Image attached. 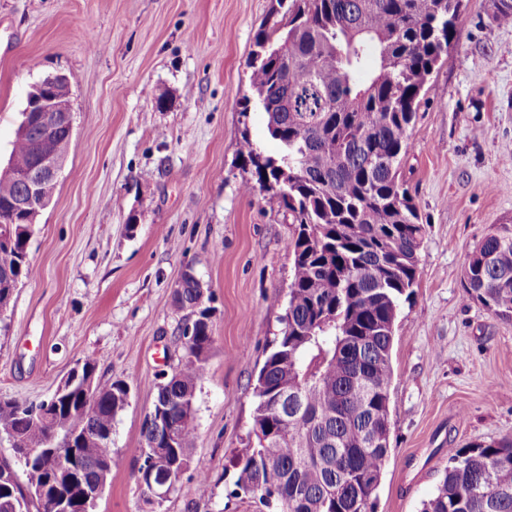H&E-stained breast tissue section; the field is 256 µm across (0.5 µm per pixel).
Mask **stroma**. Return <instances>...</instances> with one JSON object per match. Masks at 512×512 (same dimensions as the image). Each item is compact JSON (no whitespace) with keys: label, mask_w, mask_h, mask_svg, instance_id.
I'll return each mask as SVG.
<instances>
[{"label":"stroma","mask_w":512,"mask_h":512,"mask_svg":"<svg viewBox=\"0 0 512 512\" xmlns=\"http://www.w3.org/2000/svg\"><path fill=\"white\" fill-rule=\"evenodd\" d=\"M276 0H0V163L33 86L70 84L74 130L52 203L31 227L33 279L0 316V399L37 404L78 361L121 380L112 475L95 512H271L229 466L245 448L257 373L292 278V216L245 194L241 129L277 151L250 93L254 36ZM463 0L452 47L411 127L402 178L426 234L392 349L390 456L373 512H421L448 451L512 437V322L466 300L462 271L512 227V21ZM211 294L214 342L194 395L197 437L162 503L136 483L158 376L185 351L186 270ZM209 481L206 494L198 477Z\"/></svg>","instance_id":"1"}]
</instances>
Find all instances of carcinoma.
Masks as SVG:
<instances>
[{"label":"carcinoma","mask_w":512,"mask_h":512,"mask_svg":"<svg viewBox=\"0 0 512 512\" xmlns=\"http://www.w3.org/2000/svg\"><path fill=\"white\" fill-rule=\"evenodd\" d=\"M256 33L254 105L268 117L277 155L240 131L238 154L259 192L297 224L293 273L281 328L254 387L248 444L233 453L237 486L282 512H372L389 458L387 404L397 310L412 293L425 229L399 179L412 148L421 94L452 45L462 0H277ZM39 131L17 134L0 169V304L34 276L29 225L17 224L9 199L25 190L17 175L33 164ZM67 157L72 137L48 135ZM467 297L512 321V228L484 237L463 269ZM188 270L174 303L195 319L182 331L186 356L156 382L153 408L172 426V455L184 462L197 437L194 394L213 344L211 308ZM97 398L79 383L50 402V418L0 400V430L19 447L67 445L74 435L85 484L112 461V426L127 403L121 380L98 382ZM422 512H512V438L453 452ZM53 489L58 474L35 455L26 469ZM0 487L17 512H50L51 497L24 498Z\"/></svg>","instance_id":"carcinoma-1"}]
</instances>
